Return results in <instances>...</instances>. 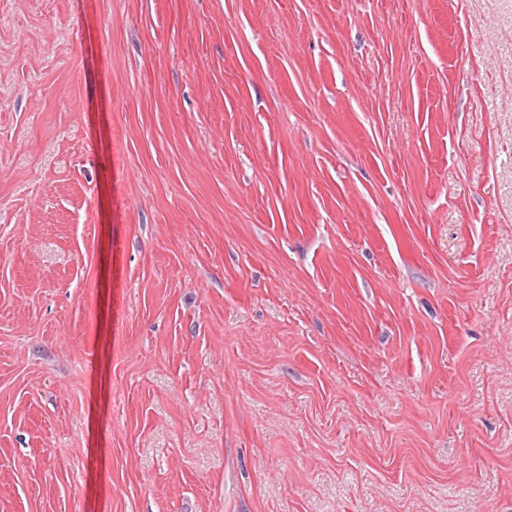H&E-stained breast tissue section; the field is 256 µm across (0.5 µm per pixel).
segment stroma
I'll use <instances>...</instances> for the list:
<instances>
[{
	"mask_svg": "<svg viewBox=\"0 0 512 512\" xmlns=\"http://www.w3.org/2000/svg\"><path fill=\"white\" fill-rule=\"evenodd\" d=\"M0 512H512V0H0Z\"/></svg>",
	"mask_w": 512,
	"mask_h": 512,
	"instance_id": "1",
	"label": "stroma"
}]
</instances>
